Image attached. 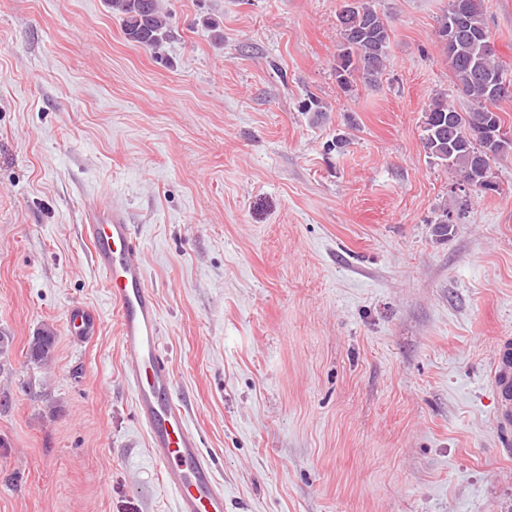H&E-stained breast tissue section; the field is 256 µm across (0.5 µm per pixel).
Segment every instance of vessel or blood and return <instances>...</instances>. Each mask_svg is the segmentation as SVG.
I'll return each mask as SVG.
<instances>
[{
    "label": "vessel or blood",
    "mask_w": 512,
    "mask_h": 512,
    "mask_svg": "<svg viewBox=\"0 0 512 512\" xmlns=\"http://www.w3.org/2000/svg\"><path fill=\"white\" fill-rule=\"evenodd\" d=\"M84 232L117 308L137 419L149 437L153 459L175 495L176 512H224V486L203 454L183 405L172 394L162 322L138 259L139 241L116 213L85 225ZM67 319L71 336L78 340L94 335L99 328L96 314L81 305L72 306ZM494 358L499 422L507 427L512 425L511 339L497 345Z\"/></svg>",
    "instance_id": "b4317fda"
}]
</instances>
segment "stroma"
Returning a JSON list of instances; mask_svg holds the SVG:
<instances>
[{
  "mask_svg": "<svg viewBox=\"0 0 512 512\" xmlns=\"http://www.w3.org/2000/svg\"><path fill=\"white\" fill-rule=\"evenodd\" d=\"M448 2L374 0L387 68L346 92L339 0H164L155 53L103 0H0V512H176L83 233L115 211L226 512H512V153L478 191L423 150L436 94L469 106ZM483 5L512 73V0ZM70 335L75 339L93 336L99 328L96 314L82 305H74L67 314ZM54 333L51 330H44L31 339L27 355L33 363H46L50 360L55 344ZM494 388L499 403V423L512 425V341L504 339L495 353Z\"/></svg>",
  "mask_w": 512,
  "mask_h": 512,
  "instance_id": "stroma-1",
  "label": "stroma"
}]
</instances>
